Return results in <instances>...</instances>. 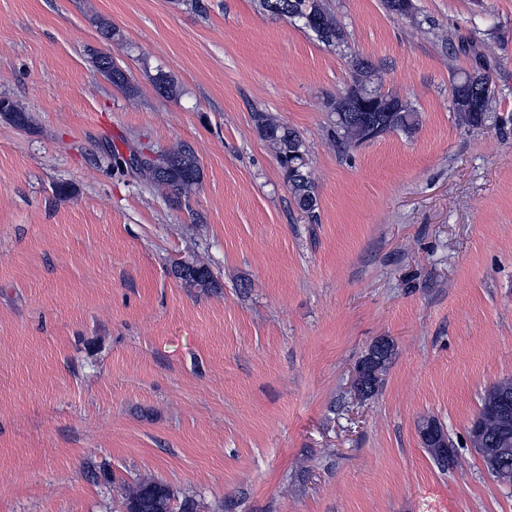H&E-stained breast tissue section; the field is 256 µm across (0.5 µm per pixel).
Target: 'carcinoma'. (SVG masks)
<instances>
[{
	"label": "carcinoma",
	"mask_w": 512,
	"mask_h": 512,
	"mask_svg": "<svg viewBox=\"0 0 512 512\" xmlns=\"http://www.w3.org/2000/svg\"><path fill=\"white\" fill-rule=\"evenodd\" d=\"M261 3L266 12L285 17L312 32L327 47L337 49L346 44L344 27L327 9L325 0H261ZM384 6L393 15L415 19L413 5L403 0H384ZM453 53L472 58L471 68L455 73L451 80V109L458 122L468 127L483 126L489 121L496 124L504 122L505 118L496 113L498 89L491 76L496 61L481 51L477 41L471 38L460 40L453 46ZM95 66L113 86L128 94L134 92L126 74L115 65L111 56L97 55ZM356 69L361 73L362 80L331 104L335 114L336 144L341 151L368 140L373 124L386 133L413 134L419 126V117L411 104L395 94L368 88L367 83L374 76L371 64L359 61ZM155 86L168 97L180 94L178 82L170 75L156 77ZM253 118L258 133L267 142L285 174L296 207L309 217H315L317 195L310 175L309 154L300 134L267 112L258 111ZM139 175L149 184L175 194L188 193L201 178L196 157L185 148L161 152L159 157L139 171ZM174 275L190 287L208 289L217 286L210 269L195 259L176 263ZM502 389V385L495 386L482 399V442L488 440L493 443L508 438L502 430L500 419L492 410L494 398ZM173 498L174 494L167 485L155 480L139 481L128 487L126 507L128 512H174Z\"/></svg>",
	"instance_id": "cac0c4a2"
}]
</instances>
